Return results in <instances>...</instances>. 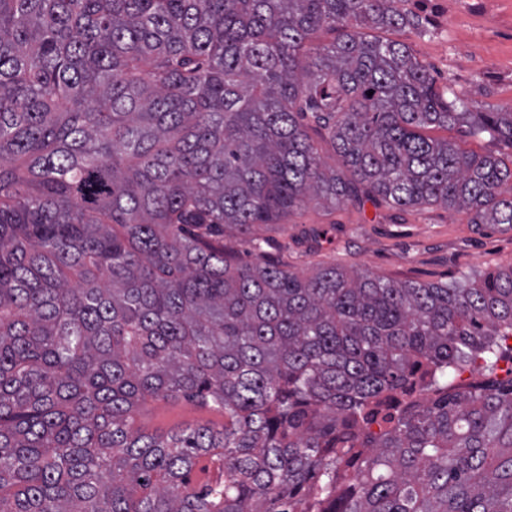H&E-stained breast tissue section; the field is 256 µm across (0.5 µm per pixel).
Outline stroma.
I'll return each mask as SVG.
<instances>
[{
    "label": "stroma",
    "instance_id": "35a3bbf8",
    "mask_svg": "<svg viewBox=\"0 0 512 512\" xmlns=\"http://www.w3.org/2000/svg\"><path fill=\"white\" fill-rule=\"evenodd\" d=\"M401 7L420 24L394 37L411 47L439 90L475 111L512 109V0H402ZM259 239L268 256L304 276L333 264L433 283L512 262V231L471 223L466 210L439 204L402 210L366 201L329 210L312 200L284 227L260 225L253 235L225 237L224 247L236 261L251 262ZM223 422V412L183 398L148 402L135 420L161 434Z\"/></svg>",
    "mask_w": 512,
    "mask_h": 512
}]
</instances>
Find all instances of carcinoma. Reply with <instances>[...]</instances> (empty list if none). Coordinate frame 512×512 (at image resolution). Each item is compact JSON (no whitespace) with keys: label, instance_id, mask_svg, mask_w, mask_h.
<instances>
[{"label":"carcinoma","instance_id":"cac0c4a2","mask_svg":"<svg viewBox=\"0 0 512 512\" xmlns=\"http://www.w3.org/2000/svg\"><path fill=\"white\" fill-rule=\"evenodd\" d=\"M397 2L0 0V512H512V384H445L495 369L512 263L304 276L221 243L361 192L512 229V152L426 135L512 148V110L445 98ZM179 398L224 424L134 427ZM430 136L448 139L455 142L461 149L465 151H474L478 153L489 152V151H502L510 153L511 149L501 143L490 141L488 138H472L466 136L460 130L448 129V130H432L428 131Z\"/></svg>","mask_w":512,"mask_h":512}]
</instances>
